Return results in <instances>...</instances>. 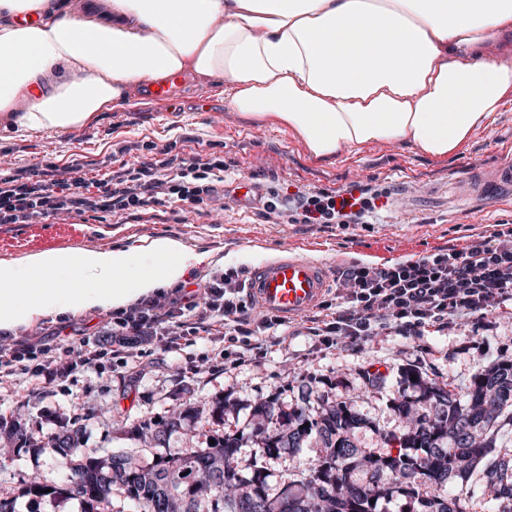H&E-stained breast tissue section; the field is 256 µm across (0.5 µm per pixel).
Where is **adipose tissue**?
Wrapping results in <instances>:
<instances>
[{"label":"adipose tissue","instance_id":"1","mask_svg":"<svg viewBox=\"0 0 512 512\" xmlns=\"http://www.w3.org/2000/svg\"><path fill=\"white\" fill-rule=\"evenodd\" d=\"M512 0H0V138L62 134L176 72L223 84L233 111L295 131L317 162L365 144L455 154L512 95ZM173 237L50 248L0 262V330L119 310L182 281Z\"/></svg>","mask_w":512,"mask_h":512}]
</instances>
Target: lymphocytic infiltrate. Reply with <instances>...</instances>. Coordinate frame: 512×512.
Returning <instances> with one entry per match:
<instances>
[{
  "mask_svg": "<svg viewBox=\"0 0 512 512\" xmlns=\"http://www.w3.org/2000/svg\"><path fill=\"white\" fill-rule=\"evenodd\" d=\"M161 158L121 164L95 187L84 178L0 173V224H40L87 212L119 217L166 204L195 209L223 182V160L202 156L175 158L162 147ZM378 210L376 196L339 191H295L266 202L265 214L284 213L294 224H363ZM244 270L202 275L195 290L185 286L138 298L129 307L101 318L93 334L81 335L60 350L40 332L20 329L10 346L0 348V378L24 376L40 384L66 381L73 374L105 367L112 358H136L143 347L167 351L185 346L239 348L241 354L287 339L283 318L254 316L246 298ZM332 299L322 309L331 320L312 317L308 334L318 343L330 338L353 342L391 326L403 332L447 328L451 317L485 313L512 301V227L464 251L436 252L394 265L344 268Z\"/></svg>",
  "mask_w": 512,
  "mask_h": 512,
  "instance_id": "f902f5d3",
  "label": "lymphocytic infiltrate"
}]
</instances>
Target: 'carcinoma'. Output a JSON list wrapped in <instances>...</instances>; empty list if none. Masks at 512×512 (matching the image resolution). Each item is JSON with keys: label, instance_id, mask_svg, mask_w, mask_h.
<instances>
[{"label": "carcinoma", "instance_id": "cac0c4a2", "mask_svg": "<svg viewBox=\"0 0 512 512\" xmlns=\"http://www.w3.org/2000/svg\"><path fill=\"white\" fill-rule=\"evenodd\" d=\"M408 383L423 389L429 407L410 413V402L393 403L408 428L380 429L350 402L314 415L310 401L290 411L276 399L257 407L262 421L250 428L262 457L294 454L314 435L322 440L321 455L309 467L284 476L271 495L266 475L258 468L246 475L238 469L243 431L224 434L208 448H187L177 455H159L140 464L124 454L106 458L81 447L75 437L51 438L49 450L65 472L60 485L36 480L28 493L52 489L86 505V512H110L112 490H124L137 512H380L379 502L398 493L408 498L404 512H467L468 493L453 483L477 474L492 489L488 512H512V454L496 451L497 442L512 434V361L479 368L462 393L424 379L414 371ZM200 415L190 407L168 419L143 420L162 445L182 420ZM370 428L386 447L404 452H371L358 448L355 433Z\"/></svg>", "mask_w": 512, "mask_h": 512}]
</instances>
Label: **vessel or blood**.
Here are the masks:
<instances>
[{
	"label": "vessel or blood",
	"instance_id": "vessel-or-blood-1",
	"mask_svg": "<svg viewBox=\"0 0 512 512\" xmlns=\"http://www.w3.org/2000/svg\"><path fill=\"white\" fill-rule=\"evenodd\" d=\"M186 78L171 74L146 84L144 98L174 104ZM512 191V155L474 169L464 184L466 196L490 199ZM332 283L331 271L322 262L280 255L262 260L248 272L247 290L254 307L280 317L302 314L321 303Z\"/></svg>",
	"mask_w": 512,
	"mask_h": 512
}]
</instances>
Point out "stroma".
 Instances as JSON below:
<instances>
[{
    "label": "stroma",
    "instance_id": "35a3bbf8",
    "mask_svg": "<svg viewBox=\"0 0 512 512\" xmlns=\"http://www.w3.org/2000/svg\"><path fill=\"white\" fill-rule=\"evenodd\" d=\"M132 95L133 105L102 113L88 126L1 139L0 153L15 170H40L49 162L63 170L76 166L92 183L107 172L113 155L134 164L147 156L148 146L168 145L181 157L201 154L230 164L222 191L196 210L158 206L117 221L90 212L55 221L49 233L40 224H0V260L46 248L131 247L168 235L202 257L184 278L190 286L210 270L245 268L286 250L337 272L352 264L393 265L439 250L462 251L492 237L499 225H512V196L476 205L456 192L471 168L512 150V100L449 158L429 159L407 143L392 142L366 144L319 163L286 126L232 111L223 86L196 76H189L174 109L143 98L140 89ZM246 178L257 187V202L233 196ZM355 186L385 194L376 223L287 224L260 214L263 202L286 187L313 192ZM306 321L303 315L287 321L286 349L229 360L214 371L197 370L201 349L188 346L176 353L153 348L135 363L116 358L104 370L46 387L20 377L1 381L0 418L19 423L26 441L0 459V491L13 497L16 512H82L79 501L26 491L34 477L61 483L57 456L45 449L55 434L77 425L84 447L148 461L162 451L176 455L207 447L239 430L257 404L273 397L288 409L306 399L316 411L354 402L373 423L356 435L359 448L370 451L379 446L375 428L400 425L394 401L420 395L405 388L406 369L462 390L479 367L512 360V302L485 314L455 316L440 332L405 336L389 327L365 341L330 347L306 336ZM365 369L383 375L380 388L363 386L359 373ZM198 401L202 417L186 419L165 447L145 443L134 431L142 420L167 419Z\"/></svg>",
    "mask_w": 512,
    "mask_h": 512
}]
</instances>
